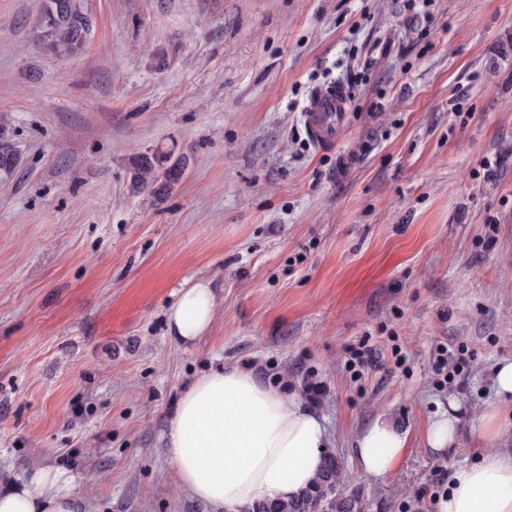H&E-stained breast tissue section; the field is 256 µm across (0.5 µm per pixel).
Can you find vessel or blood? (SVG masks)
<instances>
[{"mask_svg":"<svg viewBox=\"0 0 512 512\" xmlns=\"http://www.w3.org/2000/svg\"><path fill=\"white\" fill-rule=\"evenodd\" d=\"M348 104V93L340 84L312 89L302 112L305 132L315 146L327 149L338 141L349 123Z\"/></svg>","mask_w":512,"mask_h":512,"instance_id":"vessel-or-blood-1","label":"vessel or blood"}]
</instances>
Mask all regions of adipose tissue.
Masks as SVG:
<instances>
[{"label": "adipose tissue", "mask_w": 512, "mask_h": 512, "mask_svg": "<svg viewBox=\"0 0 512 512\" xmlns=\"http://www.w3.org/2000/svg\"><path fill=\"white\" fill-rule=\"evenodd\" d=\"M215 297L208 284L182 289L168 313L180 342L193 343L213 323ZM494 405L479 416L480 438L491 439L506 405L512 404V361L495 368ZM167 453L178 484L214 512H243L257 502L287 501L316 479L330 441L325 419L296 393L262 382L249 368L221 367L199 376L181 397L166 433ZM406 433L377 420L356 437L362 476L394 471L407 449ZM440 512H512V455L486 451L455 468ZM0 512H80L52 468L0 492Z\"/></svg>", "instance_id": "ef3b65f1"}]
</instances>
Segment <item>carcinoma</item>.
I'll return each mask as SVG.
<instances>
[{"mask_svg":"<svg viewBox=\"0 0 512 512\" xmlns=\"http://www.w3.org/2000/svg\"><path fill=\"white\" fill-rule=\"evenodd\" d=\"M90 29L83 4L72 0H42L37 19L38 38L55 54L68 57L82 50ZM186 158H173L171 152L142 154L135 160L133 184L154 196L167 193L179 180ZM18 155L7 145L0 146V175L13 174ZM342 467L335 457L326 458L316 483L295 499L283 502H258L246 512H365V503L354 494L344 495Z\"/></svg>","mask_w":512,"mask_h":512,"instance_id":"obj_1","label":"carcinoma"}]
</instances>
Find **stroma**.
<instances>
[{
	"label": "stroma",
	"instance_id": "35a3bbf8",
	"mask_svg": "<svg viewBox=\"0 0 512 512\" xmlns=\"http://www.w3.org/2000/svg\"><path fill=\"white\" fill-rule=\"evenodd\" d=\"M40 4L0 0L20 156L0 178L1 486L51 466L84 512H212L163 440L222 365L304 395L366 512H438L456 467L512 453L511 415L473 432L512 360V0H84L69 58ZM329 82L351 118L321 150L301 108ZM167 150L178 183L135 191L136 157ZM201 280L213 326L184 345L166 312ZM440 343L468 348L445 385ZM448 413L456 440L431 448ZM380 416L408 448L365 478L355 436Z\"/></svg>",
	"mask_w": 512,
	"mask_h": 512
}]
</instances>
